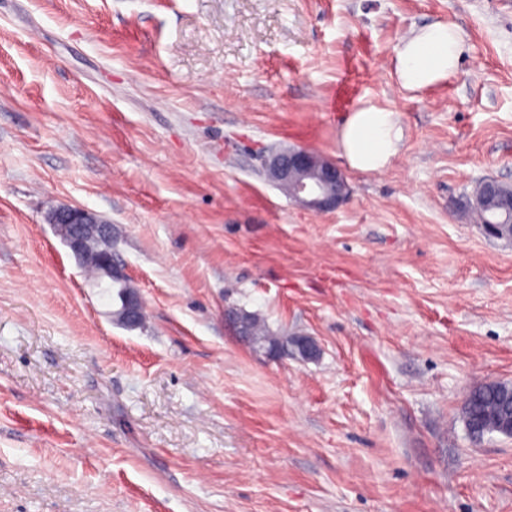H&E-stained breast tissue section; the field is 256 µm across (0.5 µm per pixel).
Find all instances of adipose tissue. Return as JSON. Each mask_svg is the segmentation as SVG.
I'll return each instance as SVG.
<instances>
[{"label":"adipose tissue","mask_w":512,"mask_h":512,"mask_svg":"<svg viewBox=\"0 0 512 512\" xmlns=\"http://www.w3.org/2000/svg\"><path fill=\"white\" fill-rule=\"evenodd\" d=\"M463 51L456 26L436 22L422 27L397 49L396 81L410 93L442 84L457 72ZM337 143L350 168L363 174L380 173L399 155L403 130L396 112L367 102L345 117Z\"/></svg>","instance_id":"adipose-tissue-1"}]
</instances>
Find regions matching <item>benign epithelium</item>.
<instances>
[{
    "label": "benign epithelium",
    "instance_id": "7a95c632",
    "mask_svg": "<svg viewBox=\"0 0 512 512\" xmlns=\"http://www.w3.org/2000/svg\"><path fill=\"white\" fill-rule=\"evenodd\" d=\"M263 174L277 187L288 190V196L299 205L316 211L337 209L348 195L343 172L315 152L303 148H281L270 151L263 160ZM475 205L493 210V222L485 225L487 233L496 238L512 236V194L503 192L496 178L482 181V195ZM48 223L77 261H83L94 244L103 246L96 254L103 279L109 287L122 288L121 306L117 310L128 327L138 324L141 295L129 286L130 279L112 252V224L100 214L80 206H59L47 215Z\"/></svg>",
    "mask_w": 512,
    "mask_h": 512
}]
</instances>
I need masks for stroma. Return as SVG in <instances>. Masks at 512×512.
Masks as SVG:
<instances>
[{
  "mask_svg": "<svg viewBox=\"0 0 512 512\" xmlns=\"http://www.w3.org/2000/svg\"><path fill=\"white\" fill-rule=\"evenodd\" d=\"M437 20L459 71L406 93L395 49ZM365 102L399 115L388 171L322 213L266 181L272 147L340 163ZM486 176L512 185V0H0V512H512V438L463 420L512 382ZM54 205L111 222L145 328ZM489 385H504V382H491L471 391L468 400L464 401L463 417L468 415L476 425L492 426L500 413L498 393Z\"/></svg>",
  "mask_w": 512,
  "mask_h": 512,
  "instance_id": "stroma-1",
  "label": "stroma"
}]
</instances>
